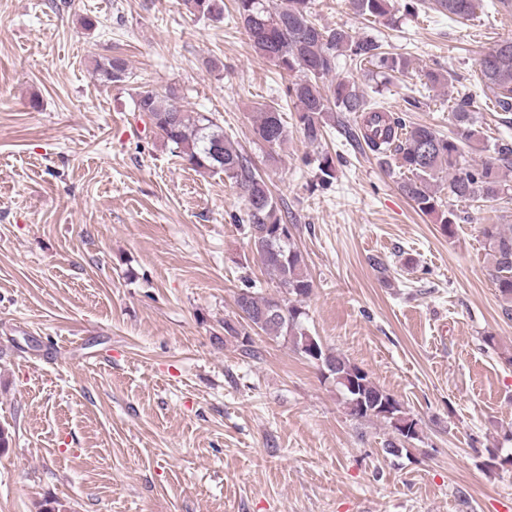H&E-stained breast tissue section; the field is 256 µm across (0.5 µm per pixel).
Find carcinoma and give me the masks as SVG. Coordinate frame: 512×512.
<instances>
[{
  "label": "carcinoma",
  "mask_w": 512,
  "mask_h": 512,
  "mask_svg": "<svg viewBox=\"0 0 512 512\" xmlns=\"http://www.w3.org/2000/svg\"><path fill=\"white\" fill-rule=\"evenodd\" d=\"M439 10L450 19L467 20L479 0H437ZM192 15L209 21L224 19V0H182ZM354 12L366 19H391V0H350ZM237 18L254 53L282 71L303 73L287 87L296 104V122L304 136L315 143L325 133L326 121L334 112L363 113L360 125L348 130L351 141L365 146L378 158H394L403 178L399 190L424 215L435 218L443 231L451 234L460 216L445 210L438 201L435 183L448 180V195L458 201L489 204L482 237L502 299L512 303V231L492 223L498 208L494 202L509 203L512 185V145L500 144L493 154L475 162L468 150L483 139L474 113L463 107L453 112L454 130L445 135L406 120L377 103L367 101L348 81L324 90L320 81L336 68V56L343 55L356 66L368 63L384 74L402 73L407 58L384 51L382 42L356 37L343 28L324 26L313 18L310 0H286L272 7L269 0H236ZM95 72L106 85H121L130 75V65L119 54L96 61ZM478 76L504 112L512 111V39L494 44L478 59ZM168 94L139 93L132 98V111L147 115L165 144L196 171H222L238 185L246 199L240 221L248 229L251 252L260 260L270 281L282 297H264L249 288L237 293L236 306L248 313L243 321L224 320V337L234 340L243 354L255 355L251 333L263 332L283 337L294 351L309 362L319 358L327 372L324 379L336 386L347 414L356 421L377 419L390 427L396 438L383 444L384 452L399 454L404 440L419 438L418 423L402 404L378 386L357 365L325 347L319 337L305 327V302L313 290L301 251L265 179L253 168L243 150L224 135V129L204 112L183 109L170 103ZM254 138L274 149L284 143L288 131L281 113L272 106L257 112L252 125Z\"/></svg>",
  "instance_id": "carcinoma-1"
}]
</instances>
